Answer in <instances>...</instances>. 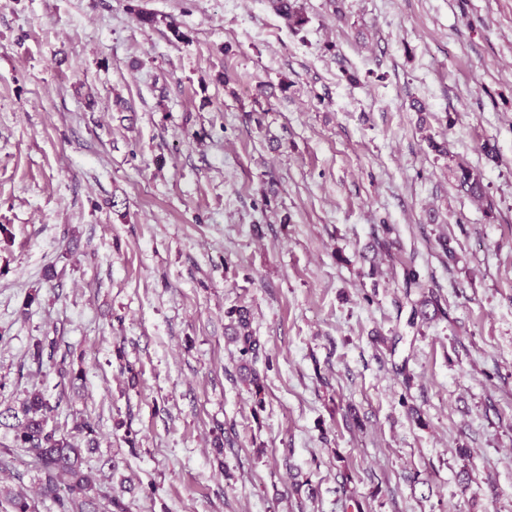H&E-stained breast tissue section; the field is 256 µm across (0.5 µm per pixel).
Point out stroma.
<instances>
[{
	"instance_id": "obj_1",
	"label": "stroma",
	"mask_w": 512,
	"mask_h": 512,
	"mask_svg": "<svg viewBox=\"0 0 512 512\" xmlns=\"http://www.w3.org/2000/svg\"><path fill=\"white\" fill-rule=\"evenodd\" d=\"M294 2L0 0V485L36 388L128 512H512V0Z\"/></svg>"
}]
</instances>
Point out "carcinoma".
Instances as JSON below:
<instances>
[{"label":"carcinoma","instance_id":"obj_1","mask_svg":"<svg viewBox=\"0 0 512 512\" xmlns=\"http://www.w3.org/2000/svg\"><path fill=\"white\" fill-rule=\"evenodd\" d=\"M272 7L293 29L302 28L306 19L290 0H274ZM458 186L467 193L482 196L480 177L460 164L455 171ZM55 410L40 390L28 394L22 405V420L14 433V447L26 449L35 459L40 472L39 499L51 501L57 512H126L123 502L108 497L104 510H99L101 477L85 467L82 450L72 438L49 426ZM11 512H36V499L24 493L3 490Z\"/></svg>","mask_w":512,"mask_h":512}]
</instances>
